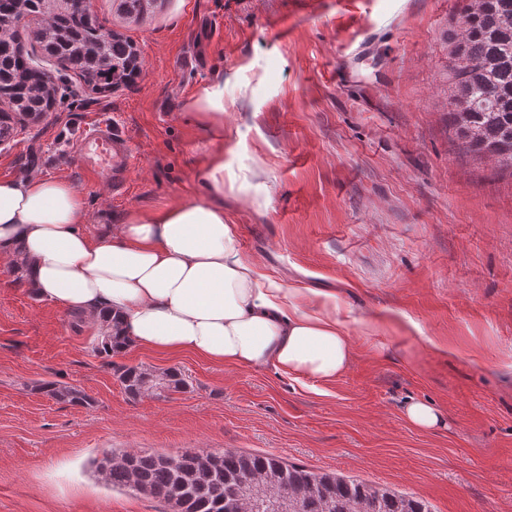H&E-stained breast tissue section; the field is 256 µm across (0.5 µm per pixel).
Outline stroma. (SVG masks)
Instances as JSON below:
<instances>
[{
  "label": "stroma",
  "mask_w": 512,
  "mask_h": 512,
  "mask_svg": "<svg viewBox=\"0 0 512 512\" xmlns=\"http://www.w3.org/2000/svg\"><path fill=\"white\" fill-rule=\"evenodd\" d=\"M65 0H43L22 45L59 91L53 112L0 146V176L70 182L89 234L132 209L207 196L224 152V214L240 247L283 282L335 290L353 319L388 309L410 333L354 338L335 382L218 365L139 346L94 352L90 320L0 261V512H170L107 485L95 460L131 450L273 454L388 487L431 512H512V170L470 152L449 116L461 0H155L140 22L120 0L93 19L131 40L142 70L101 93L46 57L35 32ZM224 89V123L189 108ZM98 122L129 144L122 191L92 183L72 146ZM122 366L178 369L188 386L131 398ZM52 380L88 405L35 391ZM422 400L445 416L422 431ZM204 179L214 196L224 197V153L217 151L206 165ZM403 418L410 426L419 430H432L444 425L440 412L421 401L410 403L404 410Z\"/></svg>",
  "instance_id": "35a3bbf8"
}]
</instances>
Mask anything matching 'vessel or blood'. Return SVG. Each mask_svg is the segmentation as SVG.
Returning <instances> with one entry per match:
<instances>
[{"instance_id": "vessel-or-blood-1", "label": "vessel or blood", "mask_w": 512, "mask_h": 512, "mask_svg": "<svg viewBox=\"0 0 512 512\" xmlns=\"http://www.w3.org/2000/svg\"><path fill=\"white\" fill-rule=\"evenodd\" d=\"M75 157L95 183L114 188L125 184L128 174L126 147L110 128H99L79 140Z\"/></svg>"}]
</instances>
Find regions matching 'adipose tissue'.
<instances>
[{
	"label": "adipose tissue",
	"mask_w": 512,
	"mask_h": 512,
	"mask_svg": "<svg viewBox=\"0 0 512 512\" xmlns=\"http://www.w3.org/2000/svg\"><path fill=\"white\" fill-rule=\"evenodd\" d=\"M204 178L210 196L128 211L94 236L69 182L0 178V258L23 253L42 298L95 321L111 314L141 347L334 382L354 356L343 301L269 276L241 249L219 200L223 152Z\"/></svg>",
	"instance_id": "adipose-tissue-1"
}]
</instances>
